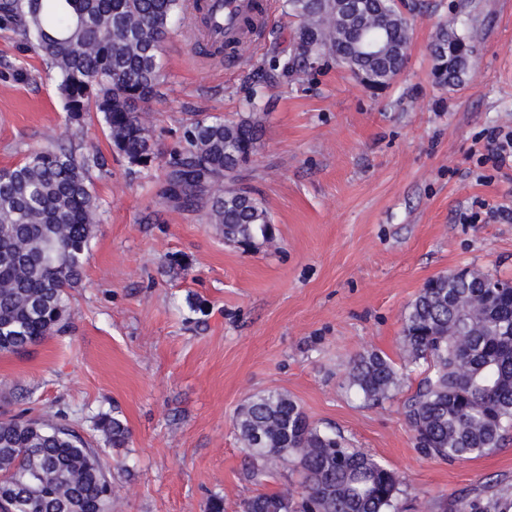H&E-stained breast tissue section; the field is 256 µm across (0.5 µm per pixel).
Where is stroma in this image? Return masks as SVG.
Instances as JSON below:
<instances>
[{
  "instance_id": "1",
  "label": "stroma",
  "mask_w": 512,
  "mask_h": 512,
  "mask_svg": "<svg viewBox=\"0 0 512 512\" xmlns=\"http://www.w3.org/2000/svg\"><path fill=\"white\" fill-rule=\"evenodd\" d=\"M403 70L382 90L325 63L303 80L269 59L296 21L275 10L251 61L203 60L173 29L160 50L164 82L146 106L162 155L197 113L232 118L250 99L263 131L237 187L267 209L272 246L226 245L205 210L165 196L162 170L132 175L101 114L66 124L56 83L16 32L0 31V168L47 132L92 143L101 204L65 332L22 356L0 355V416L43 413L103 448L114 512H241L256 495L233 422L252 395L288 393L311 421L340 432L405 478L398 512H457L461 492L512 512V434L493 453L449 462L418 448L399 395L366 405L344 379L358 355L406 361L401 319L424 283L452 269L512 278V169L477 165L489 134L512 127V0H405ZM454 22L474 48L461 83L439 84L431 46ZM126 420L127 447L103 446L100 415Z\"/></svg>"
}]
</instances>
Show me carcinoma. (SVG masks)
<instances>
[{"mask_svg":"<svg viewBox=\"0 0 512 512\" xmlns=\"http://www.w3.org/2000/svg\"><path fill=\"white\" fill-rule=\"evenodd\" d=\"M187 0H0V30L20 33L30 52L56 75L66 121L99 112L112 149L129 172L151 170L159 155L143 117L159 96L161 44L185 19ZM298 20L295 48L270 67L285 76L307 73L328 57L380 90L401 72L410 26L396 0H284ZM384 50L369 55L364 41ZM245 58L246 42L204 50ZM443 85L462 81V58L473 53L450 25L431 47ZM253 111L236 119L199 115L182 145L165 161L169 198L179 208L207 209L224 242L247 250L275 240L266 209L234 186L238 170L257 151L261 121ZM101 156L92 146L75 154L51 136L19 163L0 169V353L23 355L65 331L70 291L80 285L99 203L90 171ZM401 346L407 366L422 369L403 414L419 447L448 461L474 459L501 447L512 429V283L465 270L456 280L429 279L404 314ZM346 386L364 401L394 396L400 377L386 356L354 359ZM96 427L109 448L127 445L130 430L118 416ZM236 431L254 465L256 484L293 465L301 491L258 493L241 512H396L404 478L372 456L347 446L287 395L251 398L236 416ZM116 494L98 449L54 416L0 419V512H112ZM461 512H502L497 498L466 493Z\"/></svg>","mask_w":512,"mask_h":512,"instance_id":"cac0c4a2","label":"carcinoma"}]
</instances>
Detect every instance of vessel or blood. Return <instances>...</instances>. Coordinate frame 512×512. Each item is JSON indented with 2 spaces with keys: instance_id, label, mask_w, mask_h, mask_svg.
I'll return each instance as SVG.
<instances>
[{
  "instance_id": "1",
  "label": "vessel or blood",
  "mask_w": 512,
  "mask_h": 512,
  "mask_svg": "<svg viewBox=\"0 0 512 512\" xmlns=\"http://www.w3.org/2000/svg\"><path fill=\"white\" fill-rule=\"evenodd\" d=\"M203 12L209 19L206 30L209 42L222 44L239 38H247L260 44L266 29L265 21L273 12L272 0H204ZM260 13L261 23L251 30H244L242 19L252 13Z\"/></svg>"
}]
</instances>
